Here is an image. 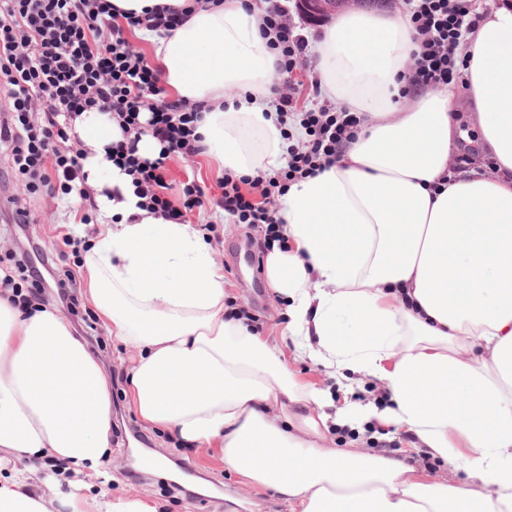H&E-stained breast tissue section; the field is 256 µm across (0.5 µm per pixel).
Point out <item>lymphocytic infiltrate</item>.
Instances as JSON below:
<instances>
[{
  "instance_id": "lymphocytic-infiltrate-1",
  "label": "lymphocytic infiltrate",
  "mask_w": 512,
  "mask_h": 512,
  "mask_svg": "<svg viewBox=\"0 0 512 512\" xmlns=\"http://www.w3.org/2000/svg\"><path fill=\"white\" fill-rule=\"evenodd\" d=\"M476 0H403L404 14L416 33L407 83L416 88L443 89L462 76L455 49L476 25ZM246 12L261 11L263 35L278 56L275 110L280 127H300L304 136L288 145L285 167L256 177L225 174L216 205L231 224L261 227L264 245L280 241L277 206L291 183L316 175L336 161L340 147L360 131L363 118L347 107L323 100L318 83L304 85L293 77L307 55L308 39L298 33L287 0H242ZM188 18L184 9L155 7L143 15L113 13L108 0H0V87L8 104L0 111V156L23 192L11 200L18 227L31 222L26 199L39 195L69 203L90 200L86 153L72 123L82 114H108L121 130L107 157L131 176L139 209L148 215L187 223L203 207L204 189L183 184L178 200L167 194L165 174L172 157L203 153L197 132L203 118L199 105L171 100L158 66L134 49L129 33L147 29L168 35ZM151 135L160 149L140 156L137 145ZM0 269V285L10 288L18 303L40 302L28 280L47 271L61 300L76 307L78 298L66 289L72 275L55 258L41 253H11Z\"/></svg>"
}]
</instances>
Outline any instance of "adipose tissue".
<instances>
[{
  "label": "adipose tissue",
  "instance_id": "1",
  "mask_svg": "<svg viewBox=\"0 0 512 512\" xmlns=\"http://www.w3.org/2000/svg\"><path fill=\"white\" fill-rule=\"evenodd\" d=\"M261 13L203 0L171 35L144 32L173 96L202 105L198 132L224 171L286 162L276 123L278 57ZM406 17L349 12L316 45L323 95L363 113L357 136L313 177L292 183L277 218L286 248L266 274L288 302L284 335L329 375H362L387 406L303 386L276 337L225 318L224 275L200 231L140 217L131 178L106 148L120 130L90 113L74 128L105 220L80 274L101 319L131 345L129 396L145 428L216 455L244 485L292 512H512V0L482 11L456 52L467 61L478 141L454 171L453 89L396 99L417 49ZM494 175H486V165ZM108 172V183L95 176ZM118 197H110V190ZM107 378L70 323L0 291V512H157L140 497L93 493L111 452ZM463 471L431 482L369 450L366 424ZM347 448L326 447L335 429ZM66 464L41 478L36 461ZM84 475L74 484L71 473Z\"/></svg>",
  "mask_w": 512,
  "mask_h": 512
}]
</instances>
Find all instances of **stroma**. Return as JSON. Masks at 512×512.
Here are the masks:
<instances>
[{"label":"stroma","mask_w":512,"mask_h":512,"mask_svg":"<svg viewBox=\"0 0 512 512\" xmlns=\"http://www.w3.org/2000/svg\"><path fill=\"white\" fill-rule=\"evenodd\" d=\"M224 174L217 161L205 155L191 159L176 158L169 162L166 181L171 197H178L182 184L190 179L202 186L207 197H218L219 182ZM17 188L6 175V163L0 159V256L13 249L26 246L35 240L52 253L63 250L62 237L67 229H74L77 236L93 239L96 224H74L67 204L52 205L40 197L28 198L27 207L35 222L30 225L26 237H11L8 223L11 217L9 198ZM189 221L193 226L214 222L220 239L212 243L213 257L224 274L228 297L238 304L249 307L264 322V332L279 335L287 322L286 304L273 294L267 278L253 279L251 271H238L231 259L236 244L255 239L252 228L242 224H228L224 214L216 208L192 213ZM98 339H86L85 344L106 374H120L121 382L112 386L111 455L106 467L111 481L105 487L107 495L132 494L150 500L158 512H289L288 504L272 491L244 486L239 477L227 470L217 457L192 448L178 445L174 435L167 430L143 431L134 414L128 396V384L123 377L130 369L132 347L117 340L112 328L106 323L97 325ZM283 358L298 382L316 384L328 389L334 400L345 397L368 401L377 393L368 380L332 378L310 361L297 359L293 340L281 344ZM146 432L147 443L136 440L137 432ZM384 451L406 463L418 466L421 473L433 481H448L450 485L464 487L468 479L463 472L439 459H431L408 448L404 433L394 434L392 440L377 444ZM161 456L165 472H153L138 468L137 454Z\"/></svg>","instance_id":"obj_1"}]
</instances>
